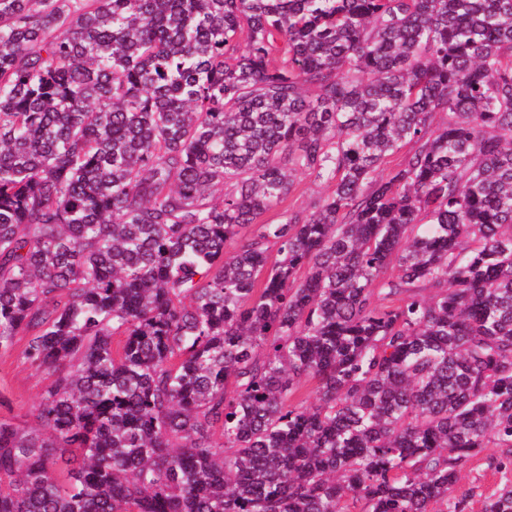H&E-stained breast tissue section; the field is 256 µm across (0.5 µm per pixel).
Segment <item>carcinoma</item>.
I'll list each match as a JSON object with an SVG mask.
<instances>
[{
	"mask_svg": "<svg viewBox=\"0 0 512 512\" xmlns=\"http://www.w3.org/2000/svg\"><path fill=\"white\" fill-rule=\"evenodd\" d=\"M298 172L331 192L261 223ZM19 344L0 512H471L473 458L512 474V0H0ZM47 383L45 376L22 363L18 352L5 360L0 359V391L9 399L12 407L11 413L0 407V415L17 416V421L24 425L31 423L32 413Z\"/></svg>",
	"mask_w": 512,
	"mask_h": 512,
	"instance_id": "carcinoma-1",
	"label": "carcinoma"
}]
</instances>
